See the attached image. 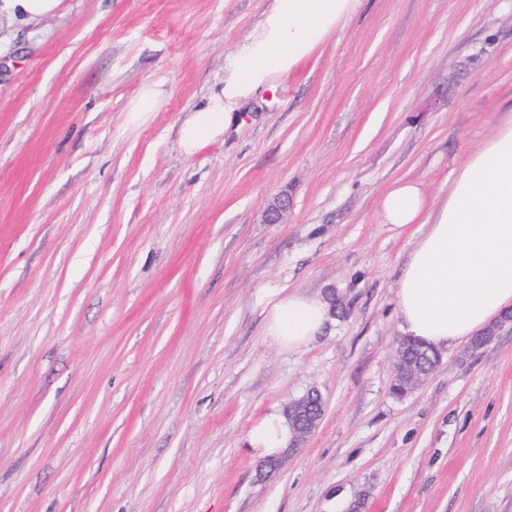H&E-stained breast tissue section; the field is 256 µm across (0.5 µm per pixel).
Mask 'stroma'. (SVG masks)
Instances as JSON below:
<instances>
[{
    "label": "stroma",
    "instance_id": "obj_1",
    "mask_svg": "<svg viewBox=\"0 0 512 512\" xmlns=\"http://www.w3.org/2000/svg\"><path fill=\"white\" fill-rule=\"evenodd\" d=\"M270 4L0 16V512H512V328L394 394L413 239L379 217L400 181L447 196L512 111V0H363L183 154ZM267 288L344 311L288 352ZM311 391L317 430L263 466L250 429ZM160 95L161 92L157 84L145 85L128 110V121L132 124H138L150 112H155L160 103Z\"/></svg>",
    "mask_w": 512,
    "mask_h": 512
}]
</instances>
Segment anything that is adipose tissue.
Returning <instances> with one entry per match:
<instances>
[{
    "mask_svg": "<svg viewBox=\"0 0 512 512\" xmlns=\"http://www.w3.org/2000/svg\"><path fill=\"white\" fill-rule=\"evenodd\" d=\"M362 0H273L245 47L228 60L224 86L192 110L180 147L193 155L229 127L236 110L293 73ZM392 230L423 225L397 283L401 332L442 350L472 338L512 308V116L474 150L445 199L429 204L420 186L395 184L380 201ZM266 333L281 348L300 350L332 320L328 302L271 288ZM292 439L273 407L251 428L260 457L278 455Z\"/></svg>",
    "mask_w": 512,
    "mask_h": 512,
    "instance_id": "obj_1",
    "label": "adipose tissue"
}]
</instances>
